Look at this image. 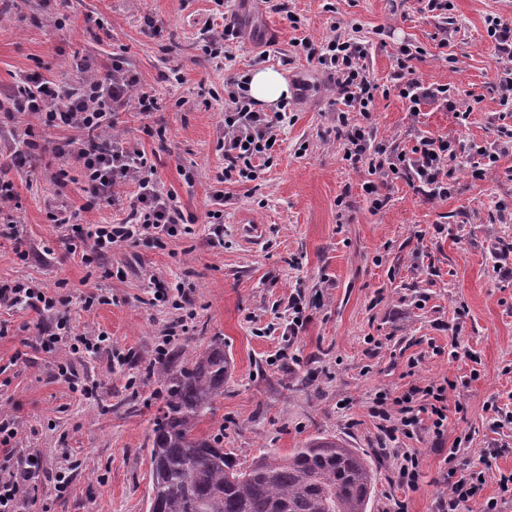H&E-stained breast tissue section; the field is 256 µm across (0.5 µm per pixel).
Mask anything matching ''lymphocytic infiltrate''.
<instances>
[{
    "mask_svg": "<svg viewBox=\"0 0 512 512\" xmlns=\"http://www.w3.org/2000/svg\"><path fill=\"white\" fill-rule=\"evenodd\" d=\"M487 36L499 64L497 87L503 104L512 103V23L498 17L486 20ZM364 47L341 38L329 40L320 49L318 64L336 84L344 111L334 113L336 138L345 160L367 162L379 181L363 185L371 197L372 210L385 202L384 190L390 181L404 179L417 185L429 199L444 201L453 190V174L457 151L453 139L445 135L415 136L410 149L387 152L376 145L372 125H349L348 112L370 117L375 107L377 85L372 84L360 63ZM415 55L410 47H401L396 57L397 77L393 85L398 97L407 102L410 112H418L422 103L429 102L453 112L459 123H466L473 104L457 101L445 85H424L415 75L412 62ZM23 93L10 94L12 110L22 116L23 124L12 133V151L17 155L34 156L39 148L38 135L48 129L69 130V137L56 141L52 152L56 157L74 161L83 172L81 190L86 209L114 205L122 185L135 183L136 200L125 220L117 224H73L69 219L50 214L51 222L70 228L80 241V255L91 264L111 252L112 248L128 241L157 244L163 238L177 237L185 222L176 195L161 188L156 168L145 153L129 146L120 138L108 135L114 127L116 109L135 102L139 111L154 112L159 101L144 91L136 73L120 64H113L107 82L85 80L72 88L50 79H26ZM285 113L268 114L256 109L245 87L229 91L224 109V130L219 146L224 153L225 166L220 181L241 182L256 180L261 162L270 161L271 139L275 138L278 123ZM56 295L32 281L0 282V306L25 308L52 320L49 334L35 338L36 349L56 353L59 343L67 339L71 326L68 316L59 309ZM451 381L411 384L400 396H378L373 414L387 422L388 433H401L413 438L420 431L432 432L443 438L448 420V390ZM444 471L447 496L440 498L437 512H464L466 505L478 500L482 512H501V502L512 499V473L500 475L499 497L481 499L487 481L485 468L458 458L457 450H449ZM43 469L41 458L27 454L17 459L13 467H0V512H22L33 481Z\"/></svg>",
    "mask_w": 512,
    "mask_h": 512,
    "instance_id": "obj_1",
    "label": "lymphocytic infiltrate"
}]
</instances>
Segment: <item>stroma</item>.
<instances>
[{
	"mask_svg": "<svg viewBox=\"0 0 512 512\" xmlns=\"http://www.w3.org/2000/svg\"><path fill=\"white\" fill-rule=\"evenodd\" d=\"M71 0L59 9L16 0L0 12V88L39 74L75 84V63L92 59L93 76L113 61L155 90L161 108L120 109L116 131L143 150L165 189L195 224L164 246L126 244L103 267L71 253L48 210H81L74 164L48 151L35 167L14 169L13 209L29 251L20 260L0 245V280H33L56 293L73 333L104 332L106 353L61 349L82 386L57 377L54 356L32 343L47 321L37 313L0 310V411L16 423V447L38 454L43 472L26 512H147L151 494L149 436L161 404L145 367L157 361L164 334L171 347L224 344L230 362L224 395L199 429L223 434L237 460L280 456L312 438L335 436L375 463L370 512H390L399 494L389 483L393 460L385 445L416 449L420 476L407 492L409 512H434L446 488L443 458L461 439V458L489 460L487 482L466 512L499 494V473L512 472V424L495 427V408L512 411V279L496 269L500 240H512V115L502 112L498 65L485 20L512 21V0H451L448 12L425 11L421 0ZM157 22L143 26L144 15ZM235 21L242 32L223 58L200 49L205 22ZM367 47L368 80L393 84L401 45L417 50L416 74L448 85L457 99L476 100L467 125L422 104L411 113L397 95L378 97L372 114L377 144L412 145L415 134L446 135L457 148L484 146L500 158L486 177L460 171L445 201L428 200L394 180L388 200L372 210L362 189L367 163L343 157L332 131L342 110L301 39L322 46L333 37ZM261 67L287 77L288 119L277 129L273 163L252 182L217 183L224 165L218 139L229 78ZM72 182L59 188L54 174ZM224 192V243L212 242L204 216L215 190ZM263 227L252 244L244 223ZM182 285L187 310L152 305L157 285ZM104 301L84 308L88 293ZM300 295L308 319L299 335L283 334L288 298ZM287 357L276 360L279 351ZM446 379L448 428L443 438L422 432L388 440L371 414L380 394L395 397L412 381ZM69 468L71 482L53 478Z\"/></svg>",
	"mask_w": 512,
	"mask_h": 512,
	"instance_id": "35a3bbf8",
	"label": "stroma"
}]
</instances>
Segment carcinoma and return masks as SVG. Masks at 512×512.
<instances>
[{
	"label": "carcinoma",
	"instance_id": "1",
	"mask_svg": "<svg viewBox=\"0 0 512 512\" xmlns=\"http://www.w3.org/2000/svg\"><path fill=\"white\" fill-rule=\"evenodd\" d=\"M148 373L162 396L149 438L148 512H368L373 467L339 440L246 465L223 440L197 432L224 395V346L176 351Z\"/></svg>",
	"mask_w": 512,
	"mask_h": 512
}]
</instances>
